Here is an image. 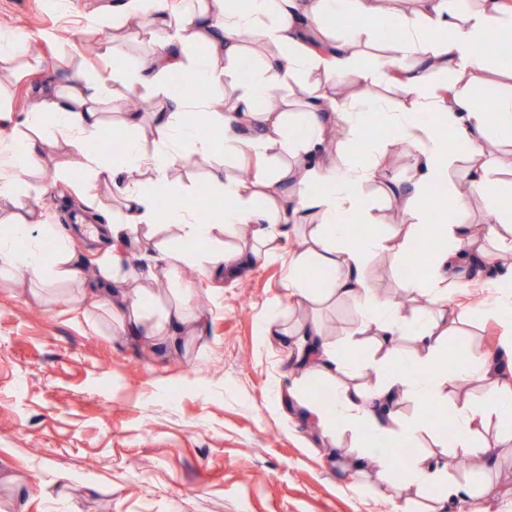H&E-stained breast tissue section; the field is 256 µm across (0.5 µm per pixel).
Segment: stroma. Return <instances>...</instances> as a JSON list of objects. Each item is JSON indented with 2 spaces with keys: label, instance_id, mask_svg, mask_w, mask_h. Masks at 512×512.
I'll use <instances>...</instances> for the list:
<instances>
[{
  "label": "stroma",
  "instance_id": "stroma-1",
  "mask_svg": "<svg viewBox=\"0 0 512 512\" xmlns=\"http://www.w3.org/2000/svg\"><path fill=\"white\" fill-rule=\"evenodd\" d=\"M122 0H0V28L18 34L0 63V107L29 111L34 88L64 82L72 72L110 83L116 62H146L156 45L143 26L112 29ZM96 43V55L84 52ZM35 71H28L31 62ZM352 75L319 70L281 87L280 112L300 110L310 95L354 98ZM385 159L360 189L380 232L405 235L414 210L388 185L413 173L417 144L383 135ZM65 148L48 146L44 169L22 177L30 206L53 207L46 192ZM202 159L168 172L174 193L224 198ZM287 261L269 260L235 275L197 274L192 307L200 333L157 347L142 337H113L104 308L77 307L76 289L34 296L26 280L0 283V512H394L393 498L376 493L375 471L357 468L344 452L349 436H324L288 401L283 346L264 333L272 304L292 326L316 321L327 340L360 325L354 301L318 306L286 288ZM363 278L383 297L401 296L405 322L435 308L434 299L401 294L385 253H373ZM489 269L467 268L448 288L449 306L466 312L448 334L469 353L498 350L512 339V295L497 288ZM477 440L496 458L473 463L459 483L477 486L483 512H512V442L496 427Z\"/></svg>",
  "mask_w": 512,
  "mask_h": 512
}]
</instances>
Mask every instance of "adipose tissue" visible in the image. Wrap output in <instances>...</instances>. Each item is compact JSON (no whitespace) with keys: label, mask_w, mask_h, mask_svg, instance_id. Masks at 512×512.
Masks as SVG:
<instances>
[{"label":"adipose tissue","mask_w":512,"mask_h":512,"mask_svg":"<svg viewBox=\"0 0 512 512\" xmlns=\"http://www.w3.org/2000/svg\"><path fill=\"white\" fill-rule=\"evenodd\" d=\"M379 9V0H181L176 8L169 0H126L122 23L142 21L158 49L148 63L114 66L112 84L130 94L148 88L171 101L170 111L155 117L161 147L150 152L129 139L112 157L96 150V142L109 132L101 104L111 103L118 110L122 101L113 97L111 85L90 82L82 71L68 76L64 88L39 89L23 119L34 132L24 151H14L11 140L0 138V278L13 280L24 272L42 289L82 282L70 235L52 224L51 213L22 204L20 198V174L41 168L51 141L62 143L71 157L70 169L58 170V182L69 183L74 168L89 177L80 193L81 218L94 223L93 238L108 244L97 264V278L108 287L99 306L108 309L119 333L130 331L155 345L173 342L174 331L191 335L195 329L190 316L191 287L178 285L164 302L152 290V283L185 264L218 275L281 255L292 227L307 215L321 214L322 223L310 226L300 251L288 259L287 288L315 304L349 296L361 311V324L356 337L327 343L317 323L292 332L279 315H272L267 335L278 337L302 370L288 395L297 398L307 379L327 382L326 401L309 406L325 435L350 434L352 458L377 468L386 487L400 491L414 483L432 491L440 505H454L465 500L470 490L449 477L446 464L420 453L421 441L430 432L427 422L417 416L397 418L389 404L399 400L444 406L461 384L481 380V402L456 406L458 424L448 441L454 457L476 460L489 453L477 442L487 424H495L503 437L512 439V385L501 380L499 369L487 357L467 352L460 353L452 371L429 380L420 378L419 370L445 351L448 326L459 319V312L442 307L406 327L398 307L376 295L360 271L376 251L386 253L394 267L402 269L415 244L430 234L445 242L431 255V276L402 274L400 286L420 296L439 293L449 268L468 255L473 243L467 205L473 193L486 195L497 215L496 224L486 226V234L498 237L502 250L512 253V239L500 233L501 226L512 224V207L507 204L512 181L490 187L487 170L479 162L488 129L512 138V62L477 49L487 32L512 24V5L507 0H481L477 8L462 12L451 8L448 0H424L419 12L393 13L399 37L389 42L385 55L366 66L357 64L352 49L359 32L340 43L325 40L326 29L342 27L346 16L371 18ZM246 28L278 48L277 56L263 67H250L243 53L240 33ZM189 44L205 45L206 50L189 55L183 51ZM431 67L470 75L495 67L507 74L510 83L500 91L496 109L490 112L465 87L431 84L427 73ZM312 69L332 79L353 74L362 90L359 99L340 102L317 95L305 111L293 113L288 121L265 107L271 86ZM221 81L238 92L234 111H225L223 102L184 94L185 88ZM380 81L399 86L411 96L412 110H390L372 100L368 89ZM372 112L381 113L380 125L395 136L419 142L415 190L434 192L441 205L439 212L428 208L420 212L418 224L402 237L369 226L358 194L362 183L375 178L383 152L376 139L380 125L366 119ZM47 113L55 115L54 127L43 124ZM329 115L347 124L353 141L361 144L354 162L316 161ZM205 126L210 129L206 135L201 132ZM444 134L470 148L466 191L448 187V169L454 158L441 148ZM250 154L274 158L302 154L307 163L293 174L294 191L284 195L272 180L255 183L225 176L227 156ZM198 157L206 161L210 180L224 191L223 209L203 219L192 196L167 194L165 186L169 169ZM149 172L156 179L153 189L147 190L143 183ZM102 186L120 196V220L100 223L105 213L98 194ZM163 194L168 197L170 224L184 238L205 242V249H162L155 255H137L141 237L153 236L159 229L157 200ZM356 221L367 226L358 237L352 227ZM242 231L250 233L257 249L248 255L225 249L224 237ZM310 267L320 270L319 282L306 277ZM364 335L373 336L379 351L375 374L370 384L352 387L345 379L355 365ZM405 335L413 339L412 351L400 348ZM391 444L411 449L404 467H396L385 453V446Z\"/></svg>","instance_id":"ef3b65f1"}]
</instances>
